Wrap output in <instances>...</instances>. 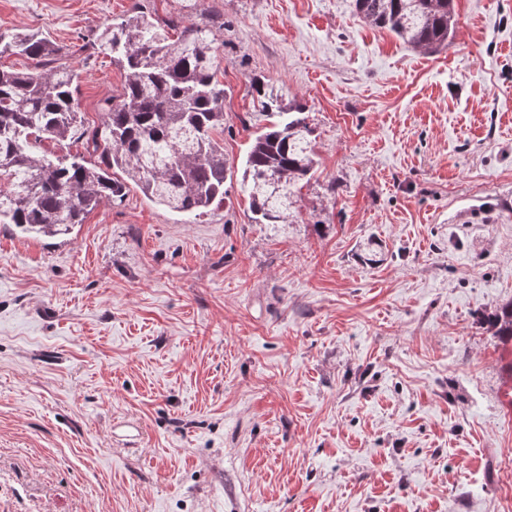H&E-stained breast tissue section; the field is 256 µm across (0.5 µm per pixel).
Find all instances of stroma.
<instances>
[{"label": "stroma", "instance_id": "stroma-1", "mask_svg": "<svg viewBox=\"0 0 512 512\" xmlns=\"http://www.w3.org/2000/svg\"><path fill=\"white\" fill-rule=\"evenodd\" d=\"M133 0H0L79 75L86 128L123 69L79 47ZM223 26L231 162L261 77L304 106L292 223L232 187L192 220L130 189L68 233L0 225V512H512V0H454L450 51L354 0H145ZM484 322L492 331V336H496L503 343L512 344V300L484 316Z\"/></svg>", "mask_w": 512, "mask_h": 512}]
</instances>
